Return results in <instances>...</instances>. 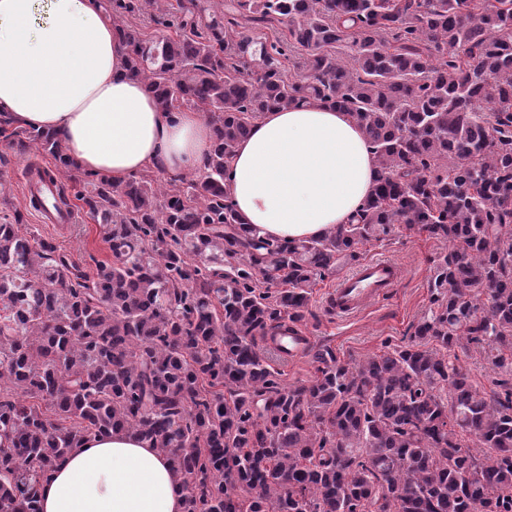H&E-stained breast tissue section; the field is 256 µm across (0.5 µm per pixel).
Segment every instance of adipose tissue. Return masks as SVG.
Returning <instances> with one entry per match:
<instances>
[{
    "label": "adipose tissue",
    "instance_id": "ef3b65f1",
    "mask_svg": "<svg viewBox=\"0 0 512 512\" xmlns=\"http://www.w3.org/2000/svg\"><path fill=\"white\" fill-rule=\"evenodd\" d=\"M0 112L56 133L75 167L115 181L156 165L197 170L213 144L201 112L161 111L130 74L101 0H0ZM375 177L349 115L313 102L266 113L238 144L224 188L259 235L298 241L348 223ZM39 498L42 512H183L167 456L125 432L89 436Z\"/></svg>",
    "mask_w": 512,
    "mask_h": 512
}]
</instances>
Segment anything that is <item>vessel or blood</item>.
Returning a JSON list of instances; mask_svg holds the SVG:
<instances>
[{"label": "vessel or blood", "mask_w": 512, "mask_h": 512, "mask_svg": "<svg viewBox=\"0 0 512 512\" xmlns=\"http://www.w3.org/2000/svg\"><path fill=\"white\" fill-rule=\"evenodd\" d=\"M24 194L27 199L35 200L40 223H75L74 208L58 205L59 179L45 164L34 163L27 167ZM403 277L404 269L396 262L384 259L362 261L352 274L337 280L328 290L325 306L336 316L356 317L393 292ZM310 344V336L296 325L290 326L278 342L279 347L286 351V359L291 361L302 359Z\"/></svg>", "instance_id": "vessel-or-blood-1"}]
</instances>
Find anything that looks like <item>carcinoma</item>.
Instances as JSON below:
<instances>
[{
	"label": "carcinoma",
	"mask_w": 512,
	"mask_h": 512,
	"mask_svg": "<svg viewBox=\"0 0 512 512\" xmlns=\"http://www.w3.org/2000/svg\"><path fill=\"white\" fill-rule=\"evenodd\" d=\"M105 9L132 75L214 143L190 178L85 174L111 252L92 278L21 213L0 222V512H40L39 482L110 432L168 456L184 512H512V0ZM144 15L174 34L147 37ZM310 101L361 129L374 187L323 237H256L225 168L265 113ZM10 126L0 112L7 147L76 179L55 134ZM397 224L448 244L409 343L353 365L312 346L313 380L283 382L264 344ZM472 347L509 378L474 386L455 352Z\"/></svg>",
	"instance_id": "1"
}]
</instances>
